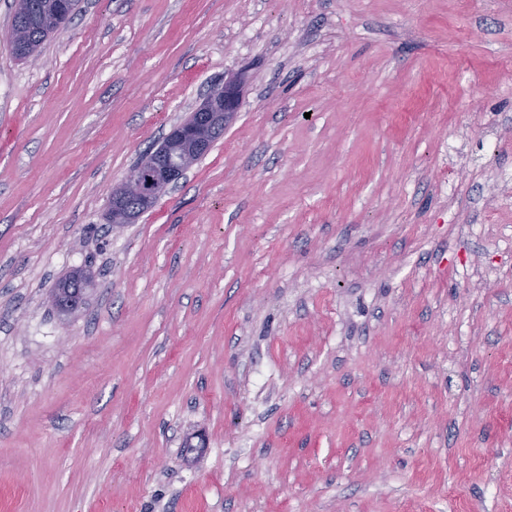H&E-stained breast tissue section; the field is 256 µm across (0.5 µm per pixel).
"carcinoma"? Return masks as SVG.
<instances>
[{
  "instance_id": "obj_1",
  "label": "carcinoma",
  "mask_w": 512,
  "mask_h": 512,
  "mask_svg": "<svg viewBox=\"0 0 512 512\" xmlns=\"http://www.w3.org/2000/svg\"><path fill=\"white\" fill-rule=\"evenodd\" d=\"M59 0H16L11 22V33L22 30L24 36L12 41L11 52L19 59L34 58L43 43L61 24L67 23L76 9V0H69L63 17H58Z\"/></svg>"
}]
</instances>
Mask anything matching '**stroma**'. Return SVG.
Instances as JSON below:
<instances>
[{"label": "stroma", "instance_id": "obj_1", "mask_svg": "<svg viewBox=\"0 0 512 512\" xmlns=\"http://www.w3.org/2000/svg\"><path fill=\"white\" fill-rule=\"evenodd\" d=\"M12 13L0 512H512V0H79L28 61ZM240 106L239 82L230 80L214 90L183 122L174 126L167 140L112 189V224L123 226L138 219L134 215L137 209L125 206L127 199H137L148 207L172 189L197 159L209 150L213 137L229 125ZM79 279L80 281L72 287L75 290H68V294L59 293L54 299V305L63 315H69L77 310L81 305L84 291L88 293L93 287L91 277L86 278L80 274Z\"/></svg>", "mask_w": 512, "mask_h": 512}]
</instances>
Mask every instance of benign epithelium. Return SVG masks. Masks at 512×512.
I'll return each mask as SVG.
<instances>
[{
  "label": "benign epithelium",
  "mask_w": 512,
  "mask_h": 512,
  "mask_svg": "<svg viewBox=\"0 0 512 512\" xmlns=\"http://www.w3.org/2000/svg\"><path fill=\"white\" fill-rule=\"evenodd\" d=\"M240 106L239 82L230 80L174 126L167 140L112 189V224L121 226L136 221L135 211L125 206L126 200L137 199L148 207L172 189L209 150L213 137L229 125ZM92 287V278L81 275L73 290L55 297L54 305L62 314L69 315L80 307L83 293Z\"/></svg>",
  "instance_id": "1"
}]
</instances>
